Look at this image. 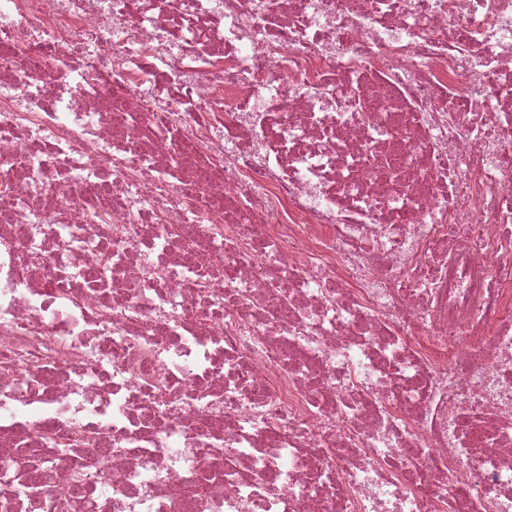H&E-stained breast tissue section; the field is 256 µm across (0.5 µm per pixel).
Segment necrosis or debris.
Segmentation results:
<instances>
[{
    "label": "necrosis or debris",
    "instance_id": "obj_1",
    "mask_svg": "<svg viewBox=\"0 0 512 512\" xmlns=\"http://www.w3.org/2000/svg\"><path fill=\"white\" fill-rule=\"evenodd\" d=\"M0 512H512V0H0Z\"/></svg>",
    "mask_w": 512,
    "mask_h": 512
}]
</instances>
